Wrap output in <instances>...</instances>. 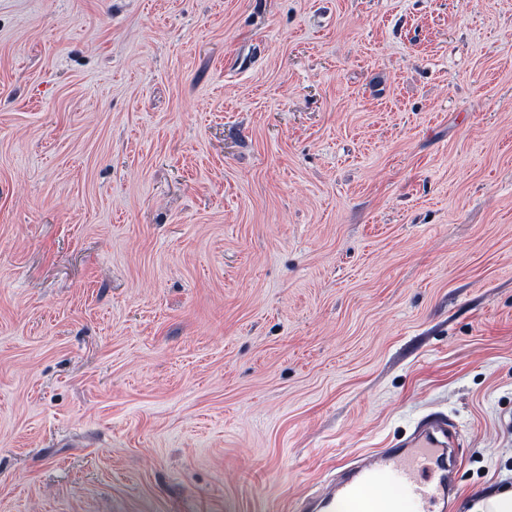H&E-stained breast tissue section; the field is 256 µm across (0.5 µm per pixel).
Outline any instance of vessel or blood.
Listing matches in <instances>:
<instances>
[{"instance_id": "obj_1", "label": "vessel or blood", "mask_w": 512, "mask_h": 512, "mask_svg": "<svg viewBox=\"0 0 512 512\" xmlns=\"http://www.w3.org/2000/svg\"><path fill=\"white\" fill-rule=\"evenodd\" d=\"M459 441L446 419L428 415L404 444L366 453L325 494L299 498L294 512H363L366 504L370 512H391V490L404 496L412 512H436L450 484L448 447Z\"/></svg>"}]
</instances>
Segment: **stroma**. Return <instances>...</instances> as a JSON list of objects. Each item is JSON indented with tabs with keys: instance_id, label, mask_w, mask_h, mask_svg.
I'll list each match as a JSON object with an SVG mask.
<instances>
[{
	"instance_id": "obj_1",
	"label": "stroma",
	"mask_w": 512,
	"mask_h": 512,
	"mask_svg": "<svg viewBox=\"0 0 512 512\" xmlns=\"http://www.w3.org/2000/svg\"><path fill=\"white\" fill-rule=\"evenodd\" d=\"M432 413L512 484V0H0V512H291Z\"/></svg>"
}]
</instances>
